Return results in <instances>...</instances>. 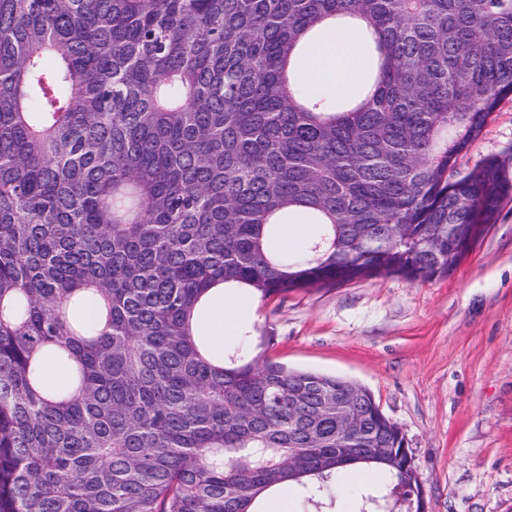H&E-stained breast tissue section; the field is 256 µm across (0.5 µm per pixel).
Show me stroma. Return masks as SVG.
I'll return each mask as SVG.
<instances>
[{
	"label": "stroma",
	"mask_w": 512,
	"mask_h": 512,
	"mask_svg": "<svg viewBox=\"0 0 512 512\" xmlns=\"http://www.w3.org/2000/svg\"><path fill=\"white\" fill-rule=\"evenodd\" d=\"M512 179V102L461 161ZM242 305L233 349L367 387L403 430L426 512H512V199L448 276L314 286Z\"/></svg>",
	"instance_id": "obj_1"
}]
</instances>
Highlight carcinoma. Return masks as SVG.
I'll list each match as a JSON object with an SVG mask.
<instances>
[{"instance_id": "cac0c4a2", "label": "carcinoma", "mask_w": 512, "mask_h": 512, "mask_svg": "<svg viewBox=\"0 0 512 512\" xmlns=\"http://www.w3.org/2000/svg\"><path fill=\"white\" fill-rule=\"evenodd\" d=\"M342 19L374 68L333 100L297 62ZM508 99L512 0H0V512H256L285 484L424 512L367 388L195 325L220 285L457 268L512 195L497 157L459 168ZM290 222H293V223L288 224V228H290L293 224H298V222H302V225H300L301 230H302L300 235L294 236V239H293V235L290 234V232L288 233V228H286L284 231L283 241H284V244L288 245V247L282 245L280 243V239L283 234L284 225H287V224H282L280 226L278 238L276 240V246L280 249L289 251L291 253H301V252L305 251L306 247L309 244V241H310L312 233H313V226L311 224H309L308 217L305 215H304L303 220H299L298 215L294 216L293 221H290ZM292 239H293V241H292ZM291 241H292V243L289 245V243Z\"/></svg>"}]
</instances>
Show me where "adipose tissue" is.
Here are the masks:
<instances>
[{
  "mask_svg": "<svg viewBox=\"0 0 512 512\" xmlns=\"http://www.w3.org/2000/svg\"><path fill=\"white\" fill-rule=\"evenodd\" d=\"M369 66L359 53L349 31L334 27L323 28L320 43L302 66V76L311 87H318L327 72L336 74V92L344 95L356 77Z\"/></svg>",
  "mask_w": 512,
  "mask_h": 512,
  "instance_id": "1",
  "label": "adipose tissue"
}]
</instances>
